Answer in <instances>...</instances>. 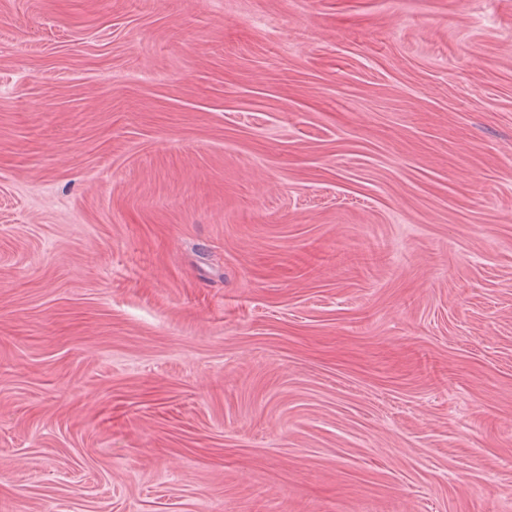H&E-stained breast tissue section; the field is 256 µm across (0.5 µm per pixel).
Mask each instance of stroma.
I'll return each instance as SVG.
<instances>
[{"label":"stroma","mask_w":512,"mask_h":512,"mask_svg":"<svg viewBox=\"0 0 512 512\" xmlns=\"http://www.w3.org/2000/svg\"><path fill=\"white\" fill-rule=\"evenodd\" d=\"M0 512H512V0H0Z\"/></svg>","instance_id":"1"}]
</instances>
